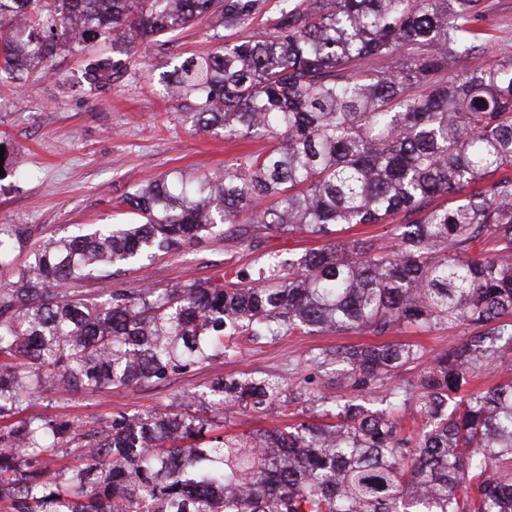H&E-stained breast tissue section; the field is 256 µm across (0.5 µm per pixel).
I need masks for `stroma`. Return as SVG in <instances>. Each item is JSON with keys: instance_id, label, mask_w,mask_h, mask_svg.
<instances>
[{"instance_id": "stroma-1", "label": "stroma", "mask_w": 512, "mask_h": 512, "mask_svg": "<svg viewBox=\"0 0 512 512\" xmlns=\"http://www.w3.org/2000/svg\"><path fill=\"white\" fill-rule=\"evenodd\" d=\"M207 21L200 20L161 41L138 40L113 47L97 38L85 47L59 51L50 70L32 63L26 80L0 77V225L16 230L15 266L30 262L40 242L73 234L77 227L137 222L129 208L115 203L160 178L196 183L223 173L236 157L267 148L263 139H225L202 132L184 117L186 101L163 94L160 77L184 59L216 51ZM107 55L120 68L110 85L93 89L83 77L87 59ZM325 239L301 232L282 233L253 224H226L205 240L149 263L116 267V288H151L219 275L243 283L255 279L271 258L288 259L323 248ZM466 326L436 325L421 330L393 329L388 343H407L422 357L392 379L411 383L427 367L428 356L465 340ZM368 333H293L251 341L240 337L236 355L214 358L191 372L161 383L103 388L93 394L59 391L28 402L25 416L73 420L100 426L119 415L174 411L184 394L205 390L211 381L270 374L284 383L312 381L323 396L336 400L354 391L335 366H314L311 356L376 343Z\"/></svg>"}]
</instances>
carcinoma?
<instances>
[{
  "instance_id": "obj_1",
  "label": "carcinoma",
  "mask_w": 512,
  "mask_h": 512,
  "mask_svg": "<svg viewBox=\"0 0 512 512\" xmlns=\"http://www.w3.org/2000/svg\"><path fill=\"white\" fill-rule=\"evenodd\" d=\"M258 0H0V69L97 37L154 41L208 19L213 38ZM499 46L489 65H472ZM458 64L456 72L449 63ZM117 64L89 61L108 84ZM199 130L275 142L224 174L174 190L151 182L116 206L140 224H100L38 247L0 289V507L5 512H512V382L467 389L487 360L512 370V44L483 0H282L263 39L224 43L173 70ZM491 184L463 200L464 188ZM391 223V244L346 242ZM329 239L274 261L251 284L218 276L157 295L72 285L199 241L221 224ZM0 226V265L13 264ZM465 325L382 407L330 401L269 375L216 381L219 415L149 412L88 430L20 416L58 389L159 383L252 340L401 325ZM354 390L419 358L409 344L346 347ZM309 403L327 421L224 433L220 414ZM72 456L64 476L45 461ZM391 224H357L350 229L340 233L339 236L346 241L353 240H372L377 239L384 242H390L388 232Z\"/></svg>"
}]
</instances>
